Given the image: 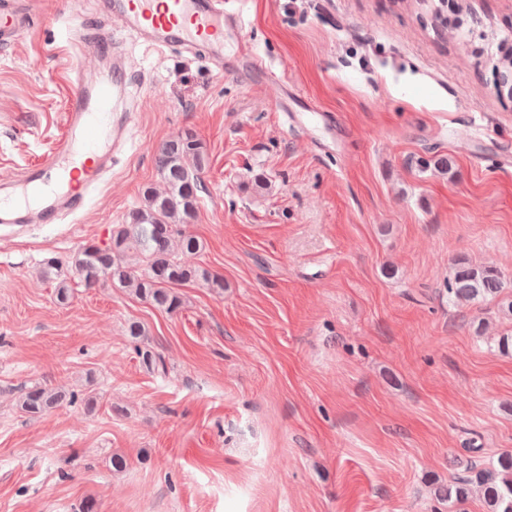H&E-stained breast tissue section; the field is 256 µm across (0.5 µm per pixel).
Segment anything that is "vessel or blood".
Returning <instances> with one entry per match:
<instances>
[{
  "label": "vessel or blood",
  "instance_id": "b4317fda",
  "mask_svg": "<svg viewBox=\"0 0 512 512\" xmlns=\"http://www.w3.org/2000/svg\"><path fill=\"white\" fill-rule=\"evenodd\" d=\"M238 0H112L114 27L101 29L83 46L85 53L112 58V77L96 82L81 76L69 80L67 132L38 164L29 167L16 189L0 196V214H26L44 223L55 222L60 212L82 208L90 193L104 180L127 143L128 125L103 128L102 117L112 101L123 97L127 62L117 54L119 35H126L150 50H205L215 66L224 64V24L243 28ZM91 156L80 183L58 195L55 208L42 204L44 176L63 169L76 154Z\"/></svg>",
  "mask_w": 512,
  "mask_h": 512
}]
</instances>
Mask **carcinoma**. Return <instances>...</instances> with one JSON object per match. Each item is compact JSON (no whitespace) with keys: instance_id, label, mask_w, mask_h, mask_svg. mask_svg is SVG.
Returning a JSON list of instances; mask_svg holds the SVG:
<instances>
[{"instance_id":"cac0c4a2","label":"carcinoma","mask_w":512,"mask_h":512,"mask_svg":"<svg viewBox=\"0 0 512 512\" xmlns=\"http://www.w3.org/2000/svg\"><path fill=\"white\" fill-rule=\"evenodd\" d=\"M452 2L448 14L434 17L451 37L460 33L471 13L465 0ZM488 45L475 53V65L490 70L498 79V91L512 97V40L493 31ZM155 162L165 191L146 187L140 205L129 212L125 223L112 225L109 244H83L71 271L85 288L109 281L158 308L175 311L181 306L175 287L200 281L208 288L222 289L224 279L183 261V256L201 250V242L186 232L185 225L193 223L198 213L201 174L207 163L203 143L189 131L175 135L155 148ZM505 288L497 268L458 262L448 279V301L463 306L497 300L501 311L512 316V299L503 297ZM64 399L60 391L33 386L23 390L19 406L34 417ZM476 490L482 493L488 512H512V454L499 457L495 464L467 461L461 472L448 479L447 486L438 489V496L462 505Z\"/></svg>"}]
</instances>
